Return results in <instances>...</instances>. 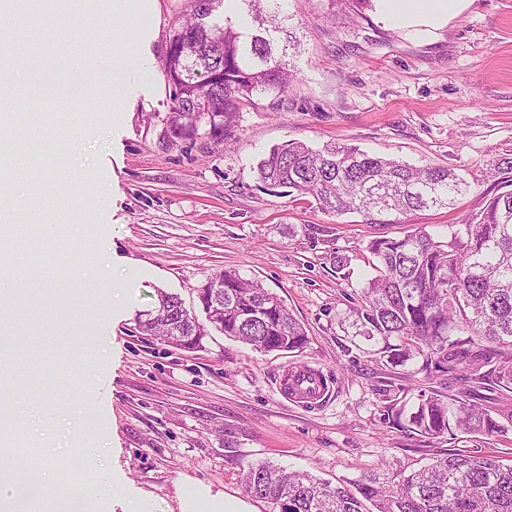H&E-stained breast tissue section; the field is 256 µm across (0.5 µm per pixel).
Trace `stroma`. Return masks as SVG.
I'll use <instances>...</instances> for the list:
<instances>
[{
    "instance_id": "35a3bbf8",
    "label": "stroma",
    "mask_w": 512,
    "mask_h": 512,
    "mask_svg": "<svg viewBox=\"0 0 512 512\" xmlns=\"http://www.w3.org/2000/svg\"><path fill=\"white\" fill-rule=\"evenodd\" d=\"M146 17L99 39L101 18L67 9L78 25L55 73L39 79L66 88L88 67L123 70L112 111L80 112L55 124L65 160L50 158L46 182L24 157L1 206L28 252L66 258L71 275L34 281L33 297L51 294L66 309L53 324L65 340L46 349L16 315L15 339L31 364L0 397L31 408L54 404L60 424L47 453L60 474L96 459L126 482L150 512H181L180 492L198 486L273 512L247 495L239 472L248 464L311 472L338 483L380 466L396 477L432 462L447 444L381 419L380 390L398 401L419 391L457 393L445 373L427 377L420 361L403 367L374 362L359 350L350 309L372 274L366 246L379 237L418 230L443 237L465 215L505 191L503 158L512 157V0H463L460 12L435 25L399 27L378 0L361 14L335 11L331 0H282L291 33L284 60L293 74L284 94L255 97L223 146L205 134L171 139L172 88L163 67L169 39L192 0H149ZM297 140L319 148L351 145L415 166L456 169L470 185L453 210L391 215L369 224L357 214L318 210L278 189L261 188L256 165L271 148ZM80 182L83 205L59 201ZM42 196L53 240L26 220L24 201ZM260 281L305 326L300 351L261 352L210 331L194 351L140 334L136 318L154 305L156 289L177 294L199 312L197 292L221 270ZM121 287L101 306L97 274ZM309 367L327 380L315 404L283 393L284 373ZM84 396L99 409L94 438H74ZM234 447H225V440Z\"/></svg>"
}]
</instances>
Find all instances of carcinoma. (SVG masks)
Returning a JSON list of instances; mask_svg holds the SVG:
<instances>
[{"label":"carcinoma","instance_id":"1","mask_svg":"<svg viewBox=\"0 0 512 512\" xmlns=\"http://www.w3.org/2000/svg\"><path fill=\"white\" fill-rule=\"evenodd\" d=\"M222 0H194L191 16L174 30L163 62L172 86L168 131L174 139L197 136L199 125L219 144L243 107L265 93L283 94L290 83L277 56L278 35L290 38L279 0H240L249 6L254 32L245 34L227 16L213 19ZM71 26L42 33L64 49ZM260 182L286 194L309 197L336 217L359 213L367 220L423 209L450 208L469 190L455 169L412 166L355 146L313 148L294 141L275 147L257 165ZM375 275L352 307L355 334L368 354L393 367L423 358L422 369L464 382L457 395L422 390L411 407L384 406L383 421L432 437L458 434L497 437L508 427L481 406L484 392L512 390V190L494 196L469 215L447 241L419 231L379 238L367 245ZM54 256L37 268L17 269L15 293L52 278ZM222 288L202 286L198 301L206 319L226 337L254 349L295 351L308 343L305 327L276 294L234 270L213 277ZM145 336L202 346L207 330L182 299L156 290L152 310L138 318ZM245 492L278 512H512V464L477 450L461 457L446 448L433 462L400 480L365 475L352 487L333 486L304 472L269 462L241 475Z\"/></svg>","mask_w":512,"mask_h":512}]
</instances>
